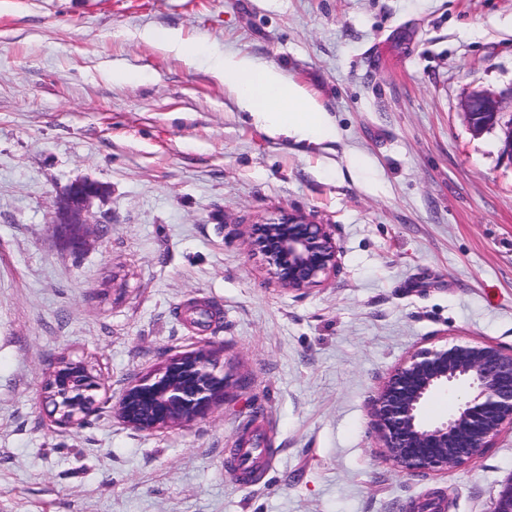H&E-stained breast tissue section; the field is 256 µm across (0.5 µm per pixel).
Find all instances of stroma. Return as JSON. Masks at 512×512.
I'll return each mask as SVG.
<instances>
[{
  "label": "stroma",
  "mask_w": 512,
  "mask_h": 512,
  "mask_svg": "<svg viewBox=\"0 0 512 512\" xmlns=\"http://www.w3.org/2000/svg\"><path fill=\"white\" fill-rule=\"evenodd\" d=\"M213 52L286 72L335 137L271 135ZM474 92L512 98V0H0V512H492L511 430L401 474L368 417L417 349L512 350V158L501 129H470ZM86 177L108 192L73 251L54 203ZM294 211L340 250L305 291L245 237ZM209 343L231 381L213 413L156 432L115 414ZM61 356L102 382L77 431L41 402ZM241 436L269 450L249 482L227 466ZM141 37L147 41L158 43L159 47L184 56L187 60H193L198 55V48L186 42L181 33L175 30L168 31L162 40H159L152 30H144Z\"/></svg>",
  "instance_id": "obj_1"
}]
</instances>
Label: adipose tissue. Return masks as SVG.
<instances>
[{
  "label": "adipose tissue",
  "instance_id": "1",
  "mask_svg": "<svg viewBox=\"0 0 512 512\" xmlns=\"http://www.w3.org/2000/svg\"><path fill=\"white\" fill-rule=\"evenodd\" d=\"M211 69L234 89L239 105L256 122L276 132L315 142L335 135L336 129L326 111L283 70L232 53L214 56Z\"/></svg>",
  "mask_w": 512,
  "mask_h": 512
}]
</instances>
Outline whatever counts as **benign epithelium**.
<instances>
[{"instance_id":"1","label":"benign epithelium","mask_w":512,"mask_h":512,"mask_svg":"<svg viewBox=\"0 0 512 512\" xmlns=\"http://www.w3.org/2000/svg\"><path fill=\"white\" fill-rule=\"evenodd\" d=\"M463 112L479 133L500 127L503 153L512 157V114L492 95L473 93ZM107 188L92 179L69 184L56 198L54 233L73 250L87 241L97 223L94 200ZM249 250L261 253L280 286L306 290L336 271L339 247L329 224H317L301 212L267 222L248 233ZM100 377L82 360L54 361L45 387L56 423L81 428L96 409ZM227 378L215 352L199 349L174 355L153 373L131 383L115 404L128 426L155 432L192 422L224 403ZM456 390L457 406L448 417L431 420L427 402ZM370 425L385 459L399 472L428 473L459 468L478 458L491 442L512 430V351L486 341L460 340L415 352L380 385L370 407ZM492 512H512V478L504 484Z\"/></svg>"}]
</instances>
